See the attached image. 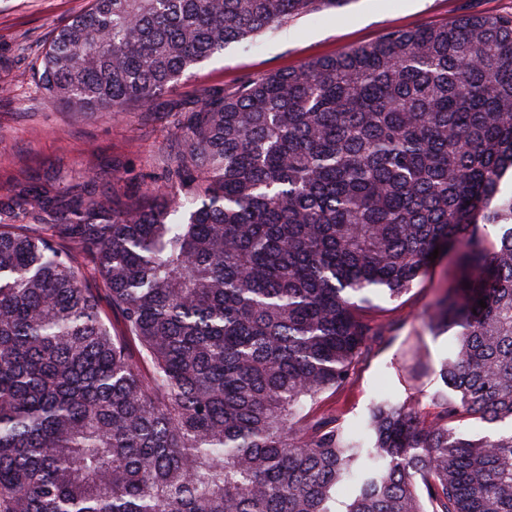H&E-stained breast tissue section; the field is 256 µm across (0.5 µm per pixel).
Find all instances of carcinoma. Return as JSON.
Segmentation results:
<instances>
[{"label": "carcinoma", "mask_w": 512, "mask_h": 512, "mask_svg": "<svg viewBox=\"0 0 512 512\" xmlns=\"http://www.w3.org/2000/svg\"><path fill=\"white\" fill-rule=\"evenodd\" d=\"M343 2L90 0L37 84L150 112L225 45ZM174 108L185 146L145 203L93 178L0 194V512H512V14ZM481 225L508 226L491 251ZM435 249L457 270L430 317L456 329L453 395L304 423L393 331L362 303ZM473 418L498 430L470 439Z\"/></svg>", "instance_id": "1"}]
</instances>
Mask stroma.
<instances>
[{
  "label": "stroma",
  "instance_id": "obj_1",
  "mask_svg": "<svg viewBox=\"0 0 512 512\" xmlns=\"http://www.w3.org/2000/svg\"><path fill=\"white\" fill-rule=\"evenodd\" d=\"M88 0H0V193L26 182L78 184L95 178L114 205L129 203L124 188L165 183L163 155L180 148L165 105L153 112L131 107L116 117L63 108L39 90L34 68L44 44ZM512 13V0H346L339 8L300 15L274 32L233 42L187 72L169 102H192L214 88L231 90L244 79L296 70L305 63L381 39L391 31L441 25L468 15ZM120 176L122 188L112 186ZM450 282L447 257L400 298L373 297L367 312L392 323V339L375 345L345 387L324 393L310 418L334 416L350 426L374 401L418 403L432 415V395L444 384L440 365L451 353L450 332H435L430 314Z\"/></svg>",
  "mask_w": 512,
  "mask_h": 512
}]
</instances>
